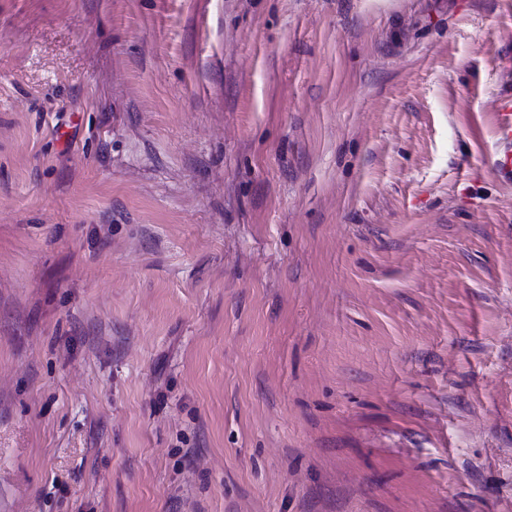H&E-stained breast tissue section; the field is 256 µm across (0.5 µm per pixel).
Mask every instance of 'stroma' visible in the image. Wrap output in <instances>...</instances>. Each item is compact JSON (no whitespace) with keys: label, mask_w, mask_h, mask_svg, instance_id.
Returning a JSON list of instances; mask_svg holds the SVG:
<instances>
[{"label":"stroma","mask_w":512,"mask_h":512,"mask_svg":"<svg viewBox=\"0 0 512 512\" xmlns=\"http://www.w3.org/2000/svg\"><path fill=\"white\" fill-rule=\"evenodd\" d=\"M512 0H0V512H512ZM492 126L496 146L493 171L500 179L512 181V101L493 113Z\"/></svg>","instance_id":"obj_1"}]
</instances>
